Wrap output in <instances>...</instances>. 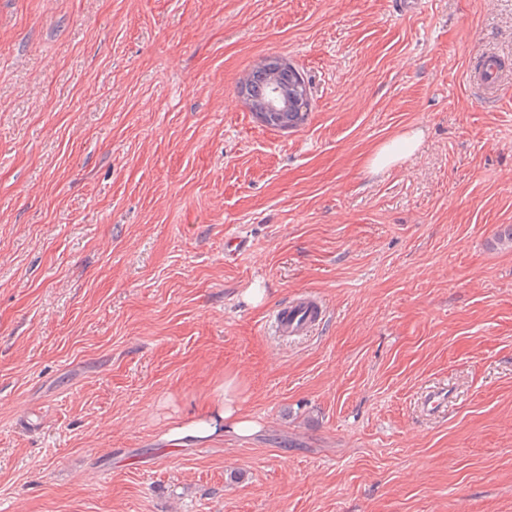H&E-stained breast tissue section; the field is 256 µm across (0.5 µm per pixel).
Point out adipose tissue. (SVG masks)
<instances>
[{"label":"adipose tissue","mask_w":512,"mask_h":512,"mask_svg":"<svg viewBox=\"0 0 512 512\" xmlns=\"http://www.w3.org/2000/svg\"><path fill=\"white\" fill-rule=\"evenodd\" d=\"M421 137V131L413 129L384 143L371 156L370 168L380 171L410 157L418 149ZM256 427V422L242 412L235 398L227 396L207 406L189 421L169 428L164 438L179 446L195 439L219 436L227 430L240 435L247 434Z\"/></svg>","instance_id":"obj_1"}]
</instances>
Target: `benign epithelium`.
<instances>
[{
    "instance_id": "7a95c632",
    "label": "benign epithelium",
    "mask_w": 512,
    "mask_h": 512,
    "mask_svg": "<svg viewBox=\"0 0 512 512\" xmlns=\"http://www.w3.org/2000/svg\"><path fill=\"white\" fill-rule=\"evenodd\" d=\"M258 67L265 70L268 77L271 93L268 97L255 100L248 99V106L252 112L269 127L278 129L288 128V113H295V125H300L306 118V103H308L304 85L295 84L284 90L280 83V74L285 69L292 68L288 61L278 58L263 59Z\"/></svg>"
}]
</instances>
